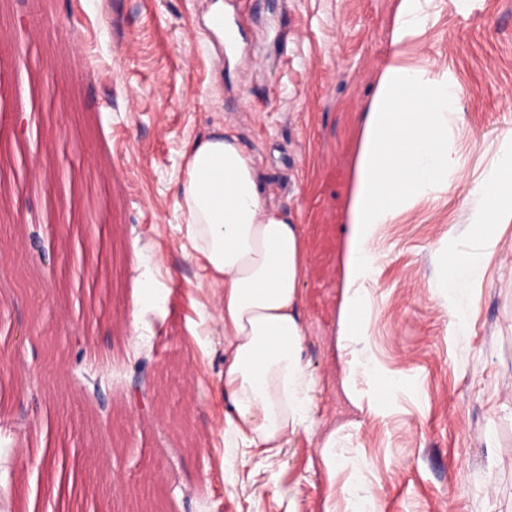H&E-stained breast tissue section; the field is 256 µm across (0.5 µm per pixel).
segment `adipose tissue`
Returning <instances> with one entry per match:
<instances>
[{
    "instance_id": "obj_1",
    "label": "adipose tissue",
    "mask_w": 512,
    "mask_h": 512,
    "mask_svg": "<svg viewBox=\"0 0 512 512\" xmlns=\"http://www.w3.org/2000/svg\"><path fill=\"white\" fill-rule=\"evenodd\" d=\"M423 26L421 0H398L391 59L364 115L353 162L337 320L342 341L368 331L366 284L380 258V227L414 199L448 184V125L460 87L447 73L403 62V45ZM480 198L471 231L491 241L499 225L512 222V150L486 176ZM176 205L224 333L218 374L224 435L274 463L291 437L315 424L318 383L309 370L302 315L305 229L288 208L269 200L261 170L226 130L194 141L185 152ZM472 264L469 257L446 256L436 283L458 328L466 322L460 300Z\"/></svg>"
}]
</instances>
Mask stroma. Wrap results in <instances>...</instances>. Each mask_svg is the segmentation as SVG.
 Masks as SVG:
<instances>
[{
  "label": "stroma",
  "mask_w": 512,
  "mask_h": 512,
  "mask_svg": "<svg viewBox=\"0 0 512 512\" xmlns=\"http://www.w3.org/2000/svg\"><path fill=\"white\" fill-rule=\"evenodd\" d=\"M213 0H0L38 12L22 58L0 25V512H512V223L468 235L477 187L512 137V0H429L407 64L460 85L450 187L417 199L376 242L367 335L340 349L344 207L364 114L391 52L397 0H223L244 39L216 66ZM57 90L44 95L46 86ZM232 131L273 201L307 232L303 288L315 418L335 472L299 433L275 465L224 441V336L187 258L175 205L182 156ZM478 257L448 328L437 258ZM163 286L142 333L139 274ZM207 336L193 339L190 323ZM366 355L372 374L352 370ZM398 385L373 398V374ZM362 397L354 407L342 385ZM57 468H36L43 449Z\"/></svg>",
  "instance_id": "obj_1"
}]
</instances>
